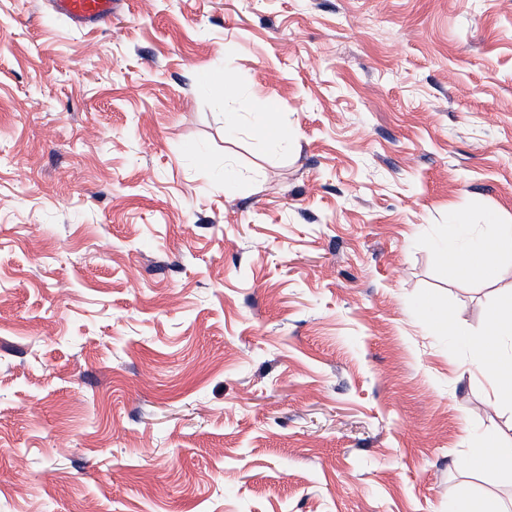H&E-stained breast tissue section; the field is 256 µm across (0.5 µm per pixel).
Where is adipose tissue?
<instances>
[{
	"label": "adipose tissue",
	"instance_id": "adipose-tissue-1",
	"mask_svg": "<svg viewBox=\"0 0 512 512\" xmlns=\"http://www.w3.org/2000/svg\"><path fill=\"white\" fill-rule=\"evenodd\" d=\"M512 251V225L502 224L491 238L470 240L465 251L446 248L450 266L458 273L492 280L496 277L495 254ZM476 369L494 372L498 382L494 396L512 401V304L495 310L488 325L469 340Z\"/></svg>",
	"mask_w": 512,
	"mask_h": 512
}]
</instances>
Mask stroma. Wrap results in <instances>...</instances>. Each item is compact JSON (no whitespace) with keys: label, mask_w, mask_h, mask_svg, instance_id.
Instances as JSON below:
<instances>
[{"label":"stroma","mask_w":512,"mask_h":512,"mask_svg":"<svg viewBox=\"0 0 512 512\" xmlns=\"http://www.w3.org/2000/svg\"><path fill=\"white\" fill-rule=\"evenodd\" d=\"M452 215L512 224V0H0V512L512 508ZM54 11L78 28L91 27L112 18L114 0H51ZM504 453V449L500 448L497 443L486 439L481 441L478 446L468 448L463 464L470 471L482 472L500 460Z\"/></svg>","instance_id":"obj_1"}]
</instances>
